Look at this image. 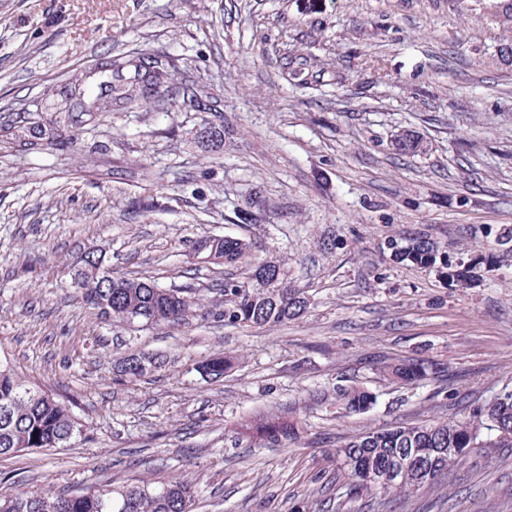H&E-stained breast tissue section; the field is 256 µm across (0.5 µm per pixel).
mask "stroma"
I'll use <instances>...</instances> for the list:
<instances>
[{"instance_id": "1", "label": "stroma", "mask_w": 512, "mask_h": 512, "mask_svg": "<svg viewBox=\"0 0 512 512\" xmlns=\"http://www.w3.org/2000/svg\"><path fill=\"white\" fill-rule=\"evenodd\" d=\"M494 12L492 0H0V359L70 399L87 428L0 458V490L180 480L194 512H512V451L393 509L350 498L333 459L350 434L459 419L464 401L512 390V250L476 260L512 228V65L498 56L512 21ZM156 49L175 87L213 85L223 141L204 138L211 114L152 103L63 147L7 135L45 86ZM403 129L425 154L393 149ZM204 233L252 239L257 259L311 288L307 312L248 330L201 309L138 327L101 318L73 283L99 248L112 270L211 302L219 266L185 263ZM392 236L437 242L472 283L394 261ZM215 353L236 359L220 382L194 369ZM133 356L156 367L122 381ZM408 356L439 375L379 373ZM349 387L374 405L346 411ZM287 413L297 437L240 433Z\"/></svg>"}]
</instances>
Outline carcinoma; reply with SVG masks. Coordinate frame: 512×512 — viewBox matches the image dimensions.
Returning <instances> with one entry per match:
<instances>
[{
    "mask_svg": "<svg viewBox=\"0 0 512 512\" xmlns=\"http://www.w3.org/2000/svg\"><path fill=\"white\" fill-rule=\"evenodd\" d=\"M172 68L173 60L162 51L137 57L116 55L99 63L83 83L45 88L42 100L62 125L48 129L40 114L28 111L8 132L20 141L37 138L62 145L106 114L137 112L149 100L164 103L175 98L186 112L215 110L217 100L210 83L193 81L173 93ZM395 145L405 155L425 152L423 140L411 133L401 136ZM201 245L207 246L218 264L224 266V279L219 284L224 300L210 311L216 321L241 329L276 326L297 319L308 309V290L284 281L279 265L254 262L252 241L209 234L192 241L190 250ZM387 246L396 260L435 266L443 278L456 275L459 286H468L464 273L448 265V256L433 242L415 239L402 246L390 239ZM199 292L188 285L161 287L152 277L120 275L112 277V287L104 289L105 304L98 301L95 288L84 291L83 297L106 319L154 326L188 320ZM233 367L231 358L217 353L204 359L196 371L218 382ZM145 371L144 360L134 357L120 367L121 376L128 382L139 379ZM383 373L411 382L437 373V366L423 359H409L384 368ZM341 397L346 409L355 413L373 403L371 394L360 388L344 389ZM290 429L288 420L280 417L251 426L253 435L268 443L278 442ZM84 437V425L74 415L70 402L45 386L18 378L0 362V456L58 448ZM406 448L418 449L421 462L407 465L399 485L392 487L388 484L390 473ZM492 448H512V391L476 406L463 419L356 433L336 449V475L344 477L353 498L364 496L372 501L390 494L409 496L434 485L448 470L483 457ZM194 502L192 488L177 482L153 488L94 484L50 497L36 490L0 493V512H193Z\"/></svg>",
    "mask_w": 512,
    "mask_h": 512,
    "instance_id": "carcinoma-1",
    "label": "carcinoma"
}]
</instances>
